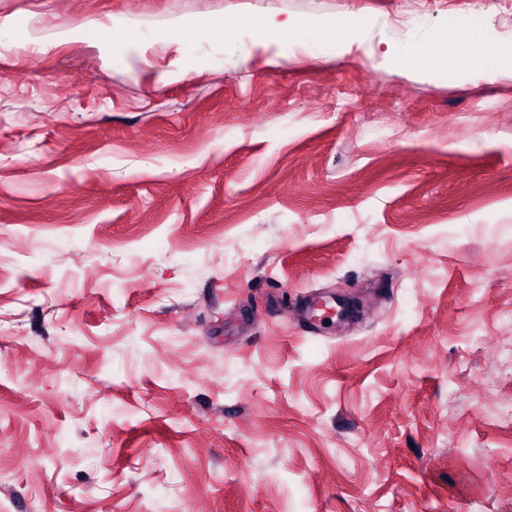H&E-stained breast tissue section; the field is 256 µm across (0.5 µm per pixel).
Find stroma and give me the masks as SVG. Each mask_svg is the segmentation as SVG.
I'll return each mask as SVG.
<instances>
[{
    "label": "stroma",
    "mask_w": 512,
    "mask_h": 512,
    "mask_svg": "<svg viewBox=\"0 0 512 512\" xmlns=\"http://www.w3.org/2000/svg\"><path fill=\"white\" fill-rule=\"evenodd\" d=\"M503 10L0 0V512H512V79L244 23Z\"/></svg>",
    "instance_id": "stroma-1"
}]
</instances>
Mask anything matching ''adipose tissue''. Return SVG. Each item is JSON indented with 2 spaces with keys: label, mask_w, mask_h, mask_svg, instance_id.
Segmentation results:
<instances>
[{
  "label": "adipose tissue",
  "mask_w": 512,
  "mask_h": 512,
  "mask_svg": "<svg viewBox=\"0 0 512 512\" xmlns=\"http://www.w3.org/2000/svg\"><path fill=\"white\" fill-rule=\"evenodd\" d=\"M464 56L480 65L487 81L512 78V44L500 40L479 38L460 29L434 36L425 44L414 42L401 47H387L383 57L392 59L415 77L425 76L423 61L428 57Z\"/></svg>",
  "instance_id": "adipose-tissue-1"
}]
</instances>
